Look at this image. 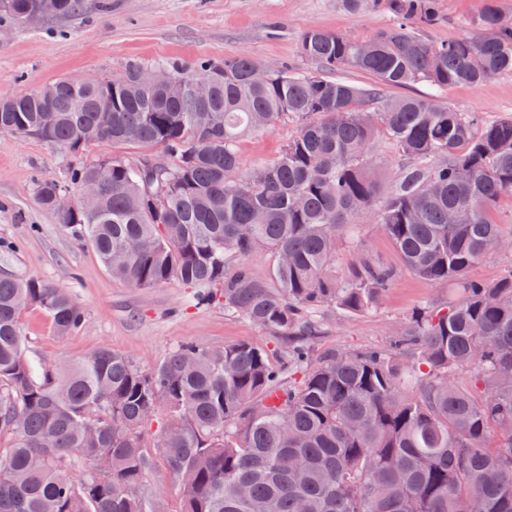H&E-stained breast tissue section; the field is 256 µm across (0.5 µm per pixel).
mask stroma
I'll use <instances>...</instances> for the list:
<instances>
[{"label":"stroma","instance_id":"obj_1","mask_svg":"<svg viewBox=\"0 0 512 512\" xmlns=\"http://www.w3.org/2000/svg\"><path fill=\"white\" fill-rule=\"evenodd\" d=\"M481 5L482 0H439L440 22L420 30V38L439 43L462 36ZM394 23L384 7L366 5L352 12L341 0H84L82 9L68 16L33 24L0 22L7 32L0 41V91L20 95L63 77L108 80L132 58L147 64L177 59L191 65L202 59L248 56L280 69L320 75L323 67L301 53L307 29L365 40ZM439 98L455 111L475 112L488 121L512 117V74L454 86L441 91ZM296 129L294 122H281L242 137V168L273 162ZM116 153L111 144L98 143L74 155L36 138L0 133V276L63 285L86 317L80 331L62 336L44 311L23 310L27 356L59 365L109 348L148 370L186 342L216 347L242 341L278 356L280 340L223 308L197 306L193 286L172 279L133 288L113 279L86 240L57 224L37 204V180L67 181L76 162L99 163ZM355 245L399 273L376 308L329 322L313 340L317 352L387 345L397 320L446 295L445 289L402 270L393 242L369 216L360 219L337 253V275L349 273V252ZM157 439V429L148 428L144 445L153 465L140 492L161 494L168 512H179L180 487L162 459Z\"/></svg>","mask_w":512,"mask_h":512}]
</instances>
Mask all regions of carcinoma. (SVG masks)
Masks as SVG:
<instances>
[{
    "instance_id": "cac0c4a2",
    "label": "carcinoma",
    "mask_w": 512,
    "mask_h": 512,
    "mask_svg": "<svg viewBox=\"0 0 512 512\" xmlns=\"http://www.w3.org/2000/svg\"><path fill=\"white\" fill-rule=\"evenodd\" d=\"M396 24L365 41L318 28L301 38L342 79L280 69L250 80L252 58L159 65L196 81L186 94L143 85V63L123 79L85 86L58 79L14 96L0 133L78 152L109 142L160 147L77 165L69 184L36 183L57 223L87 236L112 277L133 288L170 279L202 288L281 339L279 362L250 342H186L151 371L109 348L58 367L25 355L20 314L39 307L56 332L85 324L70 292L0 277V512H168L140 488L152 468L143 432L165 409L158 448L178 482L180 512H512V269L494 284L468 269L512 247L492 208L512 195V117L488 122L434 96L387 99L386 87L435 92L512 73V25L483 0L471 33L429 43L415 30L439 20L436 0H384ZM82 0H0V16H65ZM52 111H43V105ZM297 124L279 157L244 171L238 141ZM400 153L387 187L374 150ZM104 184L97 211L59 214L58 193ZM371 215L410 273L448 287V300L399 321L389 347L317 355L316 312L374 308L397 272L353 249L350 274L332 271L355 219ZM270 252L269 279L244 260ZM81 468L83 476L73 475Z\"/></svg>"
}]
</instances>
